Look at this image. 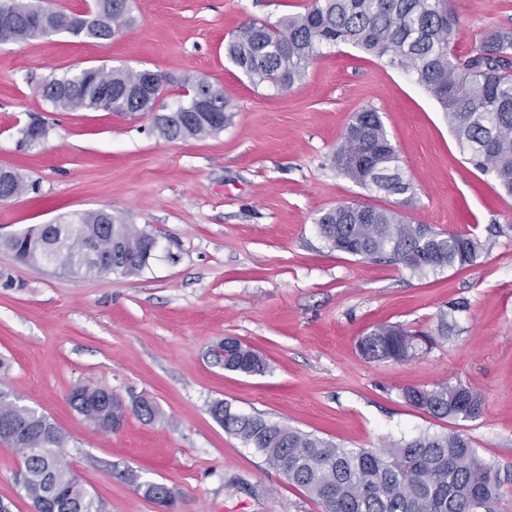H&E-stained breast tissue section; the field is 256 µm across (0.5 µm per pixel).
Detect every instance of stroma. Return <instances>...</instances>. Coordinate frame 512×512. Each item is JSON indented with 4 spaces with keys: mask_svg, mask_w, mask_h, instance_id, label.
Instances as JSON below:
<instances>
[{
    "mask_svg": "<svg viewBox=\"0 0 512 512\" xmlns=\"http://www.w3.org/2000/svg\"><path fill=\"white\" fill-rule=\"evenodd\" d=\"M311 0H130L134 26L113 40L66 34L0 44V166L26 194L0 201V236L107 210L158 242L140 274L75 276L17 261L0 248V391L69 437L71 468L102 512H157L139 483L179 495V512H321L210 413L214 402L348 448L420 433L463 431L478 453L512 470V196L464 154L437 102L411 74L350 45L324 47L302 84H253L224 45L254 20L277 21ZM453 48L470 53L493 27L512 28V0H448ZM120 66L171 78L156 110H172L180 78L219 86L231 124L168 141L153 114L61 112L43 81ZM377 110L400 164L419 186L412 223L466 232L475 265L423 274L338 252L317 219L341 204L392 198L339 174L332 155L352 115ZM44 122L46 139L20 143ZM447 312V337L436 336ZM380 324L433 334L423 354L372 362L357 349ZM235 337L268 363L225 371L215 353ZM467 385L483 397L475 421L438 419L402 391ZM78 384L145 394L164 412L103 433L68 403Z\"/></svg>",
    "mask_w": 512,
    "mask_h": 512,
    "instance_id": "obj_1",
    "label": "stroma"
}]
</instances>
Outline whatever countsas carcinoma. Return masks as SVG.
<instances>
[{
  "instance_id": "carcinoma-1",
  "label": "carcinoma",
  "mask_w": 512,
  "mask_h": 512,
  "mask_svg": "<svg viewBox=\"0 0 512 512\" xmlns=\"http://www.w3.org/2000/svg\"><path fill=\"white\" fill-rule=\"evenodd\" d=\"M0 0V43L65 33L84 42L115 38L130 27L129 0H94L82 12L67 13L38 5ZM457 21L447 0H312L302 12L276 22H249L224 46L226 56L256 84L279 91L302 83L325 45L350 44L413 75L439 104L460 149L476 168L492 174L512 194V28H490L478 46L462 57L453 50ZM195 93L183 97L172 118L155 123L166 140L204 138L228 125L233 108L223 90L184 78ZM144 71L124 67L82 69L40 87L41 96L60 111L150 112L152 100L139 94ZM107 86V99L99 96ZM336 170L352 182L395 198L397 208L339 205L317 220L320 235L337 251L363 260L385 261L414 273L472 265L478 254L467 233L432 231L413 224L402 212L417 194L414 179L399 166L380 113L353 114L333 155ZM121 238L139 255L121 274L137 275L149 263L154 236L112 217L99 223L96 211L79 214L42 233L0 238L22 263H49L57 246L68 242L61 258L79 275L112 273L119 260L112 240ZM423 337L400 325H378L361 337L365 359L402 362L422 352ZM224 370L261 375L267 364L256 351L237 343L224 356ZM103 388L78 384L69 403L95 429L112 433L133 414L147 422L161 418L157 404L128 407L121 397L102 400ZM405 401L436 418L475 420L482 415L480 393L462 384L408 387ZM224 431L254 449L288 483L302 488L321 512H503L501 474L481 458L465 434L421 433L380 448H344L313 433L235 412L222 402L211 408ZM0 440L13 448L24 471L23 491L35 512H101L66 459L65 435L37 410L0 391ZM154 503L177 505L169 487L138 486Z\"/></svg>"
}]
</instances>
